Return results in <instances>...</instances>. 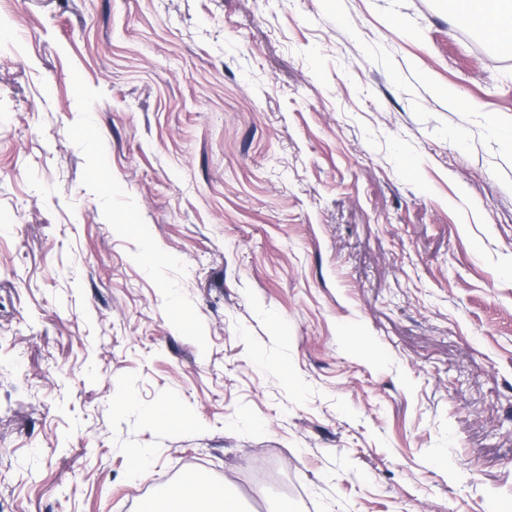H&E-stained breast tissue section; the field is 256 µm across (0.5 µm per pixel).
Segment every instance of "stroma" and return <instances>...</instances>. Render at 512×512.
Listing matches in <instances>:
<instances>
[{"mask_svg":"<svg viewBox=\"0 0 512 512\" xmlns=\"http://www.w3.org/2000/svg\"><path fill=\"white\" fill-rule=\"evenodd\" d=\"M0 20V512H512V54L455 0ZM211 503H218L217 510H208ZM150 512H239L236 501L209 477L201 473H190L158 495L152 502Z\"/></svg>","mask_w":512,"mask_h":512,"instance_id":"obj_1","label":"stroma"}]
</instances>
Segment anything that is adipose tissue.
Listing matches in <instances>:
<instances>
[{
	"label": "adipose tissue",
	"instance_id": "obj_1",
	"mask_svg": "<svg viewBox=\"0 0 512 512\" xmlns=\"http://www.w3.org/2000/svg\"><path fill=\"white\" fill-rule=\"evenodd\" d=\"M458 4L472 25L512 50V0H458ZM213 503L218 512H239L236 501L220 491L209 477L191 473L158 495L151 512H208Z\"/></svg>",
	"mask_w": 512,
	"mask_h": 512
}]
</instances>
